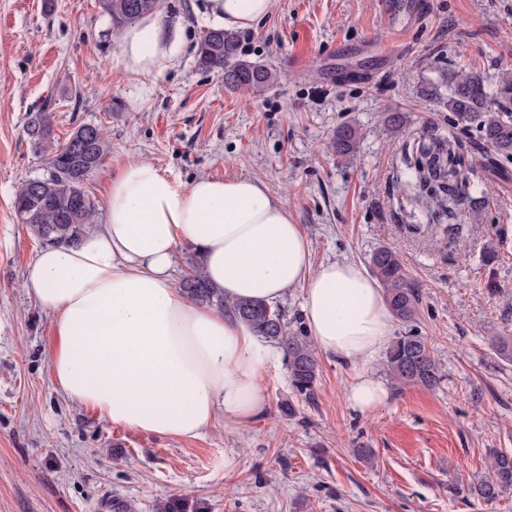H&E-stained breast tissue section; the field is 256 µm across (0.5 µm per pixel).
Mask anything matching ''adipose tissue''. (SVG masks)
<instances>
[{
  "instance_id": "ef3b65f1",
  "label": "adipose tissue",
  "mask_w": 512,
  "mask_h": 512,
  "mask_svg": "<svg viewBox=\"0 0 512 512\" xmlns=\"http://www.w3.org/2000/svg\"><path fill=\"white\" fill-rule=\"evenodd\" d=\"M277 0H208L222 29L252 28ZM116 60L132 77H155L178 51L159 14L125 26ZM202 259L230 300L275 304L302 291L301 313L317 349L356 369L344 396L367 412L387 397L370 364L393 318L381 288L350 261L313 263L302 225L261 181L200 177L185 184L147 161L122 165L106 221L75 245L48 246L25 286L52 316L49 360L57 390L115 427L193 437L223 422L234 432L266 409L270 349L234 315L198 303L174 280L178 244Z\"/></svg>"
}]
</instances>
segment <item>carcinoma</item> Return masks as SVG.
<instances>
[{"instance_id": "1", "label": "carcinoma", "mask_w": 512, "mask_h": 512, "mask_svg": "<svg viewBox=\"0 0 512 512\" xmlns=\"http://www.w3.org/2000/svg\"><path fill=\"white\" fill-rule=\"evenodd\" d=\"M103 11L116 24L133 19V15L158 12L160 0H100ZM199 64L232 75L224 84L240 91L259 92L277 78L276 72L264 64L238 58L235 34L219 30V35L206 31L199 42ZM424 96L444 101L456 124L478 125L481 139L497 154L512 156V72L502 74L495 92H490L483 77L465 71L448 76V93L441 85L429 82L422 89ZM35 150L49 155L52 172L35 182H22L14 196L13 206L23 223L47 244H76L95 222L96 209L85 189V181L103 161L108 142L103 130L94 126L91 140L75 150L71 141L55 145L52 141L51 115L37 113L27 126ZM360 142L357 128L344 125L336 129V153L347 157L356 153ZM404 184L429 204L428 218L443 225V233L455 235L457 227L450 223L457 213H475L484 197V181L467 153L462 151L453 133H432L413 143L412 154L405 155ZM373 276L381 286L394 320L407 323L418 314L419 298L405 268L395 251L388 247L375 249L369 257ZM183 291L193 300L228 310L244 321L267 343L281 349L288 366L291 386L297 395L312 401L319 378L320 365L314 347L304 333L288 332L279 308L260 299L224 300V292L212 286L196 267L181 283ZM384 368L397 385L437 386L442 371L423 337L408 332L394 337L388 345ZM512 491V453L495 450L490 454L488 474L470 486L472 495L494 501Z\"/></svg>"}]
</instances>
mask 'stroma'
Segmentation results:
<instances>
[{
	"mask_svg": "<svg viewBox=\"0 0 512 512\" xmlns=\"http://www.w3.org/2000/svg\"><path fill=\"white\" fill-rule=\"evenodd\" d=\"M278 0L238 32L240 59L276 70L258 93L224 84L198 62L213 23L206 0H163L182 50L161 76L127 79L115 59L119 29L99 0H0V512H98L104 493L125 512H512V492H469L493 450L512 452V158L476 126L457 135L479 166L485 195L457 218L455 240L410 217L396 164L403 140L385 123L404 113L415 136L453 119L424 97L426 82L466 69L489 81L512 70V0ZM52 116L55 143L95 124L109 144L86 182L104 216L112 176L149 161L190 183L249 176L283 197L314 262L366 264L398 254L419 297L415 321L439 386H398L371 367L388 396L369 413L343 398L349 363L320 355L314 402L296 396L284 359L263 382L267 410L239 431L192 438L144 435L106 423L63 396L49 353L53 318L24 281L42 242L13 208L18 185L50 174L28 138L32 115ZM358 128L339 157V126ZM424 224L415 234L411 222ZM372 449V459L358 451ZM360 142V133L357 128L344 125L336 130L334 145L339 156L347 157L356 153Z\"/></svg>",
	"mask_w": 512,
	"mask_h": 512,
	"instance_id": "35a3bbf8",
	"label": "stroma"
}]
</instances>
